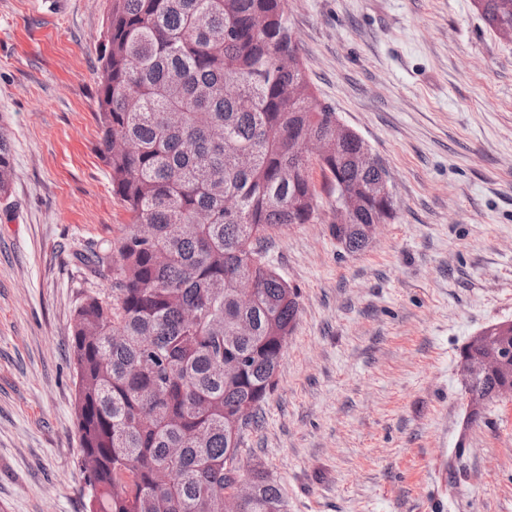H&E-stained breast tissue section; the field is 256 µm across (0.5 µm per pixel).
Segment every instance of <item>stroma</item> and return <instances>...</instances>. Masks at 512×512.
<instances>
[{
	"label": "stroma",
	"instance_id": "obj_1",
	"mask_svg": "<svg viewBox=\"0 0 512 512\" xmlns=\"http://www.w3.org/2000/svg\"><path fill=\"white\" fill-rule=\"evenodd\" d=\"M319 99L386 168L397 217L348 252L321 218L266 259L297 288L242 438L288 512H512V398L463 429L468 339L512 320V42L472 0H285ZM107 0H0V512H85L72 332L129 221L95 119ZM13 157L7 137L0 132V196H7L11 190Z\"/></svg>",
	"mask_w": 512,
	"mask_h": 512
}]
</instances>
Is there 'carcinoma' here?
Here are the masks:
<instances>
[{
    "label": "carcinoma",
    "mask_w": 512,
    "mask_h": 512,
    "mask_svg": "<svg viewBox=\"0 0 512 512\" xmlns=\"http://www.w3.org/2000/svg\"><path fill=\"white\" fill-rule=\"evenodd\" d=\"M284 0H109L99 44L96 122L112 194L129 215L112 255H92L111 295L77 309L72 336L79 468L86 512H225L241 479L235 414L255 419L273 391L298 291L261 243L319 215L314 163L297 147L331 139L319 165L353 192L350 252L359 228L394 220L372 190L380 172L355 158L359 136L332 140L300 57ZM486 24L512 30V0H474ZM13 157L0 132V196ZM249 280L255 299L239 303ZM508 378L465 380L480 404ZM242 512H288L261 469Z\"/></svg>",
    "instance_id": "1"
}]
</instances>
